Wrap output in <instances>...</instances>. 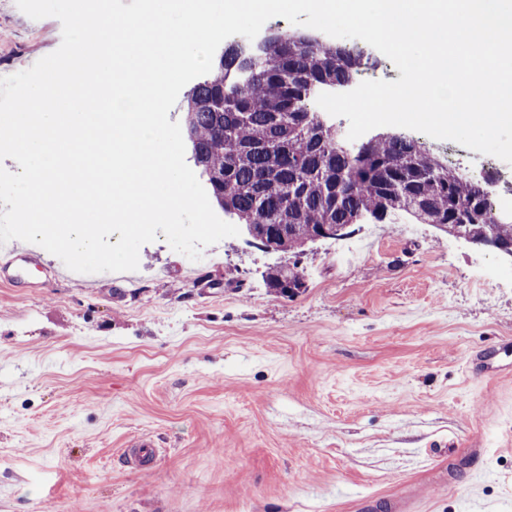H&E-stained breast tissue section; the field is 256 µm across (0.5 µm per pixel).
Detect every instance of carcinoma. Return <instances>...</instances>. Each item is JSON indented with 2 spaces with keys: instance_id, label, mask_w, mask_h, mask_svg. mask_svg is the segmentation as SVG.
<instances>
[{
  "instance_id": "obj_1",
  "label": "carcinoma",
  "mask_w": 512,
  "mask_h": 512,
  "mask_svg": "<svg viewBox=\"0 0 512 512\" xmlns=\"http://www.w3.org/2000/svg\"><path fill=\"white\" fill-rule=\"evenodd\" d=\"M263 49L230 44L186 94L184 135L194 165L224 213L249 228L287 225L278 251L300 253L324 226L382 223L403 212L420 224H460L512 240L481 183L401 133L351 144L311 111L314 92L353 84L366 52L279 32ZM284 297L304 291L298 271L263 273Z\"/></svg>"
}]
</instances>
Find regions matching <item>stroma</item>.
I'll use <instances>...</instances> for the list:
<instances>
[{"mask_svg":"<svg viewBox=\"0 0 512 512\" xmlns=\"http://www.w3.org/2000/svg\"><path fill=\"white\" fill-rule=\"evenodd\" d=\"M12 2L0 73L62 32ZM411 224L357 226L353 264L242 235L194 262L161 237L96 278L6 243L43 269L0 273V512H512V264ZM293 263L302 293L265 287ZM497 345L507 371H477ZM145 435L139 467L124 449ZM128 452L134 462L138 465L150 464L156 456V448L153 440L148 436L136 439Z\"/></svg>","mask_w":512,"mask_h":512,"instance_id":"stroma-1","label":"stroma"}]
</instances>
